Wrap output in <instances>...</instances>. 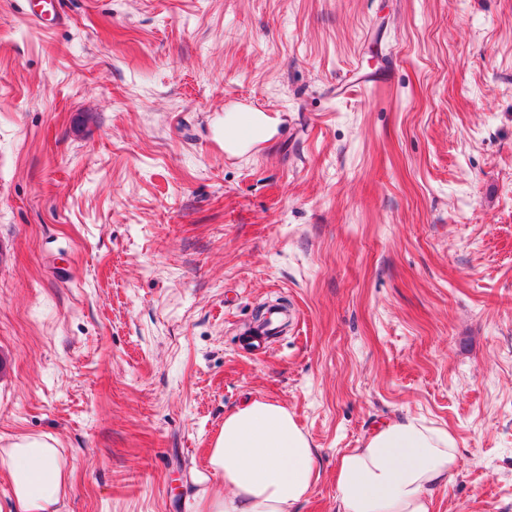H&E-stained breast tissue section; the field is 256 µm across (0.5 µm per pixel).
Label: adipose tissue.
Segmentation results:
<instances>
[{"instance_id": "adipose-tissue-1", "label": "adipose tissue", "mask_w": 512, "mask_h": 512, "mask_svg": "<svg viewBox=\"0 0 512 512\" xmlns=\"http://www.w3.org/2000/svg\"><path fill=\"white\" fill-rule=\"evenodd\" d=\"M454 435L406 416L375 426L336 467V512H431L459 465ZM228 493L201 494L195 512H296L319 477L316 450L283 405L254 400L224 417L206 453ZM0 476L12 489L9 512H60L73 464L59 448H0Z\"/></svg>"}]
</instances>
